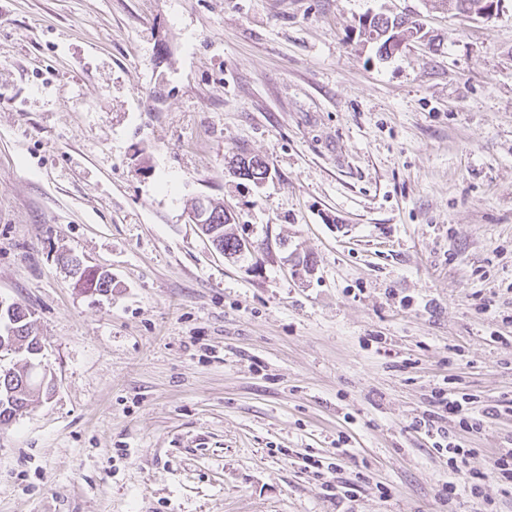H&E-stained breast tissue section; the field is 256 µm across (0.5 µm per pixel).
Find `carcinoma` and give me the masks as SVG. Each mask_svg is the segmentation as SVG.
Instances as JSON below:
<instances>
[{"mask_svg": "<svg viewBox=\"0 0 512 512\" xmlns=\"http://www.w3.org/2000/svg\"><path fill=\"white\" fill-rule=\"evenodd\" d=\"M364 35L377 45L378 53L387 49L388 43L401 48L405 38L411 36V28L403 18L386 15H374L362 23ZM237 161L243 164V176L253 182L263 181L268 173L264 159L245 154L237 155ZM211 211L216 213L213 220L206 225V231L213 233L225 254L232 256L240 251V240L224 232V207L214 205ZM66 263L80 272V281L89 289L98 293L112 291V278L105 272L90 267H81L75 257L66 258ZM40 350V338L34 333L30 313L18 303L0 309V354H12L17 358L16 366L0 372V423L11 421L19 412L26 409L36 393H50L49 381L30 380L29 361Z\"/></svg>", "mask_w": 512, "mask_h": 512, "instance_id": "carcinoma-1", "label": "carcinoma"}]
</instances>
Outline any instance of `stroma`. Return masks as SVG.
Segmentation results:
<instances>
[{
  "label": "stroma",
  "mask_w": 512,
  "mask_h": 512,
  "mask_svg": "<svg viewBox=\"0 0 512 512\" xmlns=\"http://www.w3.org/2000/svg\"><path fill=\"white\" fill-rule=\"evenodd\" d=\"M379 12L422 41L380 59ZM0 302L54 383L0 426V512H479L414 428L448 386L512 512V0H0ZM238 164H243L245 173H240L245 179L253 182H262L268 173V166L264 159L257 156H249L244 153L237 155ZM211 205V213H216V216L210 222L211 218L209 216L208 210L204 207H200L193 212L192 221L195 224H203L206 226L207 232H212V237H215L219 240V245L222 246V249L225 255H235L240 251L241 243L240 240L234 237L232 234L224 232V224H227L224 221V213L229 216L228 211H224V207L221 205H214L211 202H208ZM210 222V223H209ZM209 223V224H204ZM65 262L67 265L80 271V281L89 289L98 293H108L112 291V278L105 272H99L90 267L81 268L82 264L76 257H66ZM459 392L455 389H440L435 397L437 404L443 413L448 414V418H455L461 431L472 433L480 429L481 420L475 415L473 405L476 401L473 395L464 394L459 399ZM491 474L500 485L512 488V448L497 450Z\"/></svg>",
  "instance_id": "35a3bbf8"
}]
</instances>
